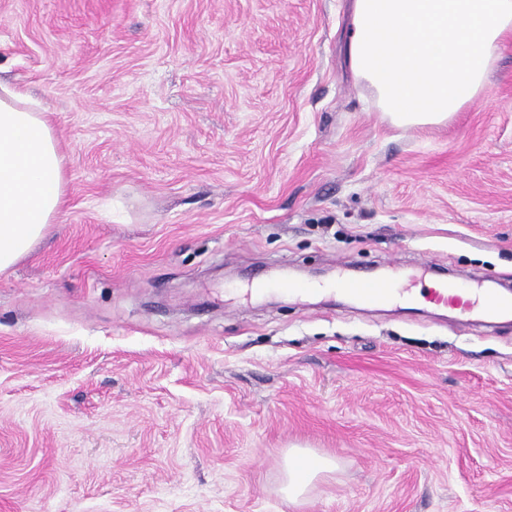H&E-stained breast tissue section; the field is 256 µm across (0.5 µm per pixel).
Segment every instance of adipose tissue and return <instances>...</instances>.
I'll list each match as a JSON object with an SVG mask.
<instances>
[{
	"label": "adipose tissue",
	"mask_w": 512,
	"mask_h": 512,
	"mask_svg": "<svg viewBox=\"0 0 512 512\" xmlns=\"http://www.w3.org/2000/svg\"><path fill=\"white\" fill-rule=\"evenodd\" d=\"M512 0H353L351 69L397 126L433 125L463 111L487 87ZM66 178L58 139L40 105L0 83V273L14 267L56 223ZM288 455L284 492L297 503L335 463L300 468Z\"/></svg>",
	"instance_id": "1"
}]
</instances>
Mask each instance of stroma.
I'll use <instances>...</instances> for the list:
<instances>
[{
  "label": "stroma",
  "instance_id": "35a3bbf8",
  "mask_svg": "<svg viewBox=\"0 0 512 512\" xmlns=\"http://www.w3.org/2000/svg\"><path fill=\"white\" fill-rule=\"evenodd\" d=\"M349 0H0L65 157L0 274V512H512V317L309 285L422 262L512 291V37L398 128ZM263 276L262 297L235 288ZM335 472L289 503L292 446Z\"/></svg>",
  "mask_w": 512,
  "mask_h": 512
}]
</instances>
